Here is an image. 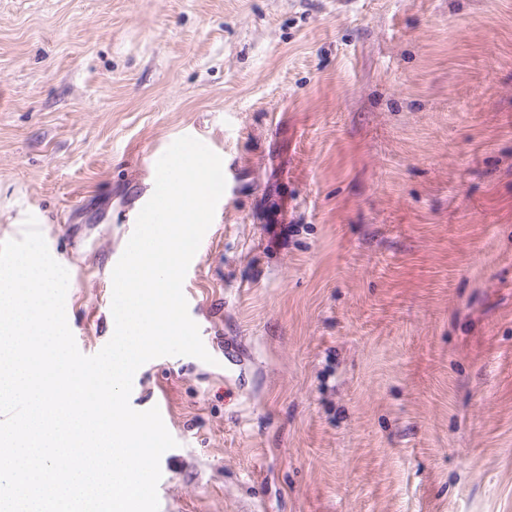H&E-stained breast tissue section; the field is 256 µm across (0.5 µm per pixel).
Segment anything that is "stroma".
I'll use <instances>...</instances> for the list:
<instances>
[{
    "mask_svg": "<svg viewBox=\"0 0 512 512\" xmlns=\"http://www.w3.org/2000/svg\"><path fill=\"white\" fill-rule=\"evenodd\" d=\"M237 176L141 366L159 512H512V0H0V242L41 219L81 353L153 155Z\"/></svg>",
    "mask_w": 512,
    "mask_h": 512,
    "instance_id": "1",
    "label": "stroma"
}]
</instances>
